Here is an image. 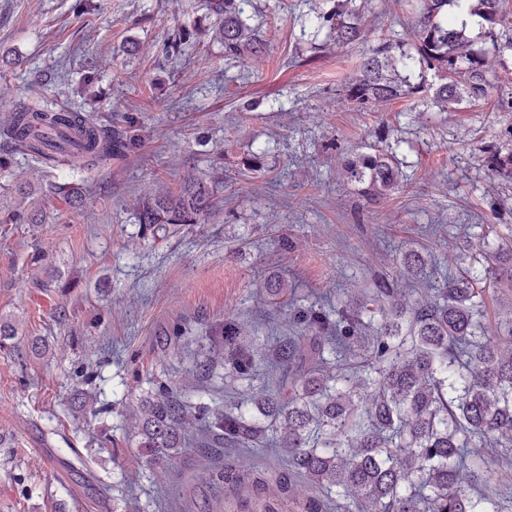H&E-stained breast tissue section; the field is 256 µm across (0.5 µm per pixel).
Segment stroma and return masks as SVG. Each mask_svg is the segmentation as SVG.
Segmentation results:
<instances>
[{
    "label": "stroma",
    "instance_id": "obj_1",
    "mask_svg": "<svg viewBox=\"0 0 512 512\" xmlns=\"http://www.w3.org/2000/svg\"><path fill=\"white\" fill-rule=\"evenodd\" d=\"M75 3L0 0V89L10 102L44 79L49 102L124 128L136 147L90 171L32 176L20 154L0 170V320L19 328L0 349V512H222L231 491L218 470L241 460L250 486L272 488L288 476L283 456L229 448L210 462L190 448L150 465L132 412L159 382L202 405L244 401L248 384L226 379L214 338L228 319L264 354L267 337L292 335L266 280L332 314L380 275L409 303L437 274L484 270L486 247L512 246V179L487 166L512 147V112L499 109L512 89L443 112L427 70L410 78L418 94L384 111L347 101L364 48L316 24L338 0H240L265 48L257 62L225 49L210 0H98L90 14ZM365 11L376 36L409 42L407 0ZM175 38L178 55L165 50ZM375 149L402 186L368 205L339 160ZM192 174L219 212L143 234L134 199ZM69 182L84 184L82 206L51 205ZM23 193L43 223H7ZM412 250L426 262L415 281L400 275ZM78 389L92 404H74Z\"/></svg>",
    "mask_w": 512,
    "mask_h": 512
}]
</instances>
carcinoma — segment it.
Returning <instances> with one entry per match:
<instances>
[{
    "label": "carcinoma",
    "mask_w": 512,
    "mask_h": 512,
    "mask_svg": "<svg viewBox=\"0 0 512 512\" xmlns=\"http://www.w3.org/2000/svg\"><path fill=\"white\" fill-rule=\"evenodd\" d=\"M343 0L323 17L342 44H363L372 30ZM492 48L477 45L457 28L448 5L461 0H419L411 25L415 53L403 43L380 38L363 54L359 74L348 82L346 98L386 108L418 93L402 72L433 70L442 83L434 101L443 111L488 99L498 83L492 59L496 29L509 23L506 0H474ZM224 16L220 37L230 52L261 47L246 40L238 0H210ZM0 140L34 162L50 165L67 157L74 169L122 156L134 146L120 131H104L86 115L45 104L39 94L14 100L0 110ZM346 177L361 185L367 204L399 189L401 172L391 157L376 150L341 159ZM53 195L71 205L81 189L57 184ZM220 204L205 180L189 177L177 191H147L134 207L142 232L158 235L177 224H202ZM485 273L512 288V247L488 253ZM471 272L443 277L433 294L408 307L387 304V279L355 309L291 314L295 335L272 337L271 364L278 384L256 404L270 418L271 434L244 412L194 406L188 397L159 384L153 399L132 414L139 447L150 463L196 448L203 454L238 448L250 453L267 446L288 448V471L304 476L321 494L311 495L285 482L278 494L240 496L243 475L226 467L224 482L237 494L231 512H331L329 493L347 497L341 512H497L501 487L493 461L483 448L512 451V318L484 335V300ZM376 335L365 336L369 325ZM239 331L224 322V344L236 346L224 361L227 373L252 378L259 356L237 344ZM336 360L330 371V359ZM295 507L288 508V503Z\"/></svg>",
    "instance_id": "cac0c4a2"
}]
</instances>
